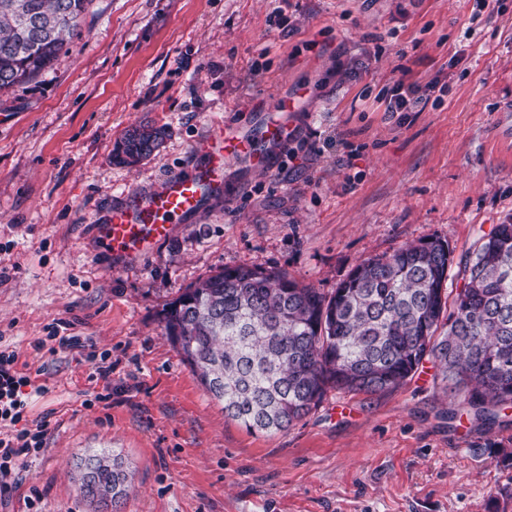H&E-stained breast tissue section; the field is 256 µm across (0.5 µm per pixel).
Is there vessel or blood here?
I'll return each mask as SVG.
<instances>
[{"label":"vessel or blood","instance_id":"obj_1","mask_svg":"<svg viewBox=\"0 0 512 512\" xmlns=\"http://www.w3.org/2000/svg\"><path fill=\"white\" fill-rule=\"evenodd\" d=\"M294 109L293 101L275 98L263 113L258 130L250 134L223 124L212 126L192 146L197 163L114 202L106 223L98 227L113 255L136 258L153 254L172 235L176 224L198 213L207 199L223 195L230 163L273 169L278 150L293 135L288 117Z\"/></svg>","mask_w":512,"mask_h":512}]
</instances>
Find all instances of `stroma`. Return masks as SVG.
Segmentation results:
<instances>
[{"label":"stroma","mask_w":512,"mask_h":512,"mask_svg":"<svg viewBox=\"0 0 512 512\" xmlns=\"http://www.w3.org/2000/svg\"><path fill=\"white\" fill-rule=\"evenodd\" d=\"M420 103L386 111L396 82ZM302 95L270 171L231 168L149 258L97 232L127 192L191 160L215 123L255 128ZM512 0H92L68 53L0 92V338L42 370L30 418L50 421L0 512H94L80 459L132 473L123 512H512V407L475 419L424 361L400 388L329 391L287 431L224 414L164 334L161 312L227 266L331 294L362 261L428 236L453 251L456 293L476 243L512 219ZM166 127L135 167L112 161L132 125ZM112 360L35 349L50 331ZM85 360L94 364L91 367L92 372L88 375L89 382L97 384L100 380L105 383L103 386L105 393H97L95 401L108 402L112 398V362H108V356H101L100 360L95 362V355L91 352L85 355Z\"/></svg>","instance_id":"35a3bbf8"}]
</instances>
